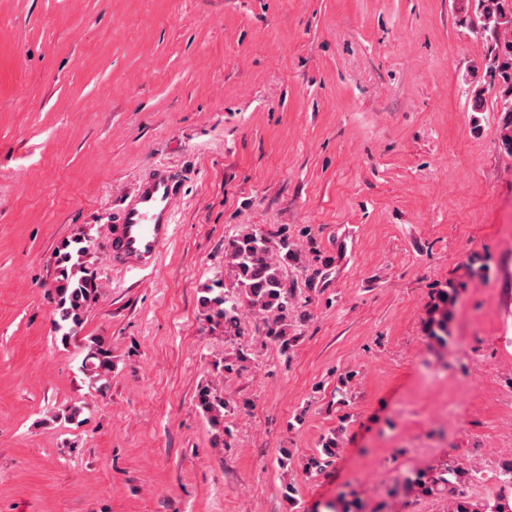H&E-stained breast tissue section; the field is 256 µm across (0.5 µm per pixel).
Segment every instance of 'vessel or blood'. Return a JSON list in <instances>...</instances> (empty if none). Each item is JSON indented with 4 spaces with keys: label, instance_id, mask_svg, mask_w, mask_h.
Instances as JSON below:
<instances>
[{
    "label": "vessel or blood",
    "instance_id": "obj_1",
    "mask_svg": "<svg viewBox=\"0 0 512 512\" xmlns=\"http://www.w3.org/2000/svg\"><path fill=\"white\" fill-rule=\"evenodd\" d=\"M182 186V173L165 164L139 180L108 234L113 267L148 271L157 266L175 234L172 205Z\"/></svg>",
    "mask_w": 512,
    "mask_h": 512
}]
</instances>
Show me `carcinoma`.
Returning <instances> with one entry per match:
<instances>
[{"mask_svg":"<svg viewBox=\"0 0 512 512\" xmlns=\"http://www.w3.org/2000/svg\"><path fill=\"white\" fill-rule=\"evenodd\" d=\"M475 11L488 33L484 61L489 77L488 88L496 91L500 111L512 117V0H474ZM78 247L58 256L59 273L55 279L56 318L60 330L79 327L84 310L97 300L95 278L85 265L88 247L76 239ZM297 259L293 243L284 229L256 230L242 233L224 244V266L228 284L224 292L214 294L210 285L204 288L201 305L208 321L224 326V335L244 333L242 312L248 308L264 315L265 335L280 343L282 350L296 337L288 336V299L294 284L288 281L285 264ZM90 358L96 360L94 371L104 376L112 371V351L101 338L88 344ZM198 405L215 427L224 426V397L203 388ZM458 473L450 465L432 474L431 489L448 486V512H512V501L497 494L482 503L472 501L453 480Z\"/></svg>","mask_w":512,"mask_h":512,"instance_id":"carcinoma-1","label":"carcinoma"}]
</instances>
